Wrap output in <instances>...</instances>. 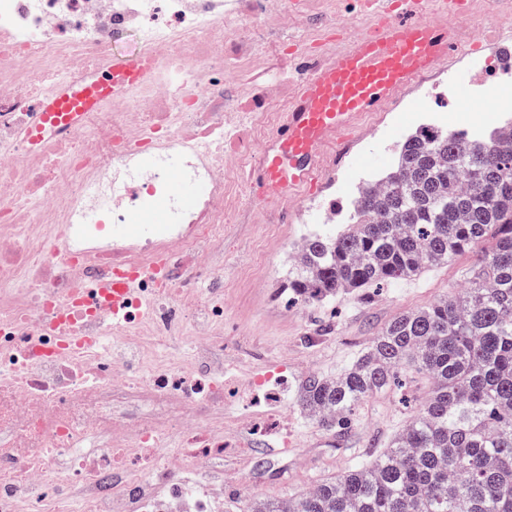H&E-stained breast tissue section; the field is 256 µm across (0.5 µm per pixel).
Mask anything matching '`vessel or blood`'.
<instances>
[{
    "label": "vessel or blood",
    "instance_id": "vessel-or-blood-1",
    "mask_svg": "<svg viewBox=\"0 0 512 512\" xmlns=\"http://www.w3.org/2000/svg\"><path fill=\"white\" fill-rule=\"evenodd\" d=\"M436 1L448 14L469 12V0H365L367 31L329 63L300 77V94L272 133L254 177L256 200L271 190L285 197L311 190L330 143H347L362 117L385 111L448 57L460 54L448 26L428 17ZM144 74L139 61L116 63L112 83H133ZM96 97L92 86L56 94L44 104L42 119L51 123L64 112L69 122H77Z\"/></svg>",
    "mask_w": 512,
    "mask_h": 512
}]
</instances>
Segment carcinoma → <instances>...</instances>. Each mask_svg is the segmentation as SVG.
Here are the masks:
<instances>
[{
	"label": "carcinoma",
	"instance_id": "1",
	"mask_svg": "<svg viewBox=\"0 0 512 512\" xmlns=\"http://www.w3.org/2000/svg\"><path fill=\"white\" fill-rule=\"evenodd\" d=\"M384 183L358 191L352 223L305 239L293 292L323 301L475 250L468 286L396 317L341 374L306 379L297 399L342 437L403 369L431 388L378 454L247 512H512V128L412 133Z\"/></svg>",
	"mask_w": 512,
	"mask_h": 512
}]
</instances>
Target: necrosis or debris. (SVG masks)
Wrapping results in <instances>:
<instances>
[{
	"mask_svg": "<svg viewBox=\"0 0 512 512\" xmlns=\"http://www.w3.org/2000/svg\"><path fill=\"white\" fill-rule=\"evenodd\" d=\"M265 2L0 0V512H212L210 464L242 445L203 422L224 407L223 378H137L112 338L144 327L160 344L185 325L207 336L224 313L223 269L200 250L224 240L226 159L270 105L263 87L247 102L225 90V55L248 50L225 41L224 18ZM129 33L149 75L80 123L39 128L42 102L110 75ZM510 78L512 51L490 53L469 94L512 110L491 96ZM175 179L200 187L193 205ZM159 203L162 233L117 235ZM130 281L137 295L111 315L97 285Z\"/></svg>",
	"mask_w": 512,
	"mask_h": 512,
	"instance_id": "4bbe7bcc",
	"label": "necrosis or debris"
}]
</instances>
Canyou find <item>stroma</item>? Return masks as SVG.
Listing matches in <instances>:
<instances>
[{
    "mask_svg": "<svg viewBox=\"0 0 512 512\" xmlns=\"http://www.w3.org/2000/svg\"><path fill=\"white\" fill-rule=\"evenodd\" d=\"M276 3V15H231L224 23L225 36L237 34L248 40L251 61L264 68L271 81L294 74L293 65L276 60L275 45L290 40L304 48L322 42L333 54L340 43L327 42L328 25L343 26L348 41L366 30L359 0H320L317 22L309 20L306 10L292 12L290 0ZM415 100L412 93L401 96L389 111L362 121L344 174L348 189L317 191L316 200L346 208L349 193L357 192L371 176L391 171L397 144L414 130ZM430 107L451 130L491 128L500 119L499 113L476 111L464 86L450 97L431 99ZM273 123V113L256 117L252 152L225 172L224 318L217 326L224 338V362L213 365L212 372L233 376L224 396L225 429L240 427L250 416L262 430L243 433L245 448L212 464L214 512H246L255 498L288 500L320 478L345 469L354 458L384 447L419 411L429 387L424 376L401 375L399 384L368 399L343 439L309 419L296 399L297 388L309 376H333L350 366L395 317L459 292L475 264L474 254L464 253L395 284L352 288L320 302L297 298L288 286L292 266L285 256L319 227L288 217L276 191H269L260 203L252 195L250 180ZM282 368L288 378L276 383L274 391L288 415L283 436L267 415V403L253 390L256 377Z\"/></svg>",
    "mask_w": 512,
    "mask_h": 512,
    "instance_id": "35a3bbf8",
    "label": "stroma"
}]
</instances>
